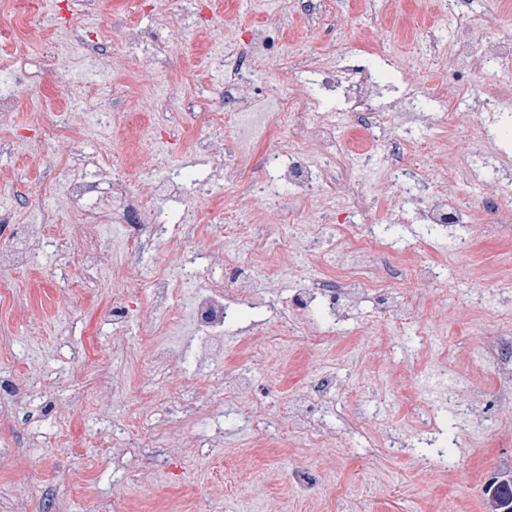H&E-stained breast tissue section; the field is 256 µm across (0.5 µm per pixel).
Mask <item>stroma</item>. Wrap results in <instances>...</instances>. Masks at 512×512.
Instances as JSON below:
<instances>
[{"instance_id":"1","label":"stroma","mask_w":512,"mask_h":512,"mask_svg":"<svg viewBox=\"0 0 512 512\" xmlns=\"http://www.w3.org/2000/svg\"><path fill=\"white\" fill-rule=\"evenodd\" d=\"M54 18L0 19V95L14 106L0 114V252L17 230L35 246L22 266L0 267V383L21 398L0 400V512H492L484 487L512 472V222L481 211L473 223L432 231L413 217L415 202L390 199L392 173L443 188L462 205L498 197L512 207V111L499 113L500 134L486 115L461 103L454 126L423 120L436 102L423 96L395 109L408 85L444 82L449 98L460 84L475 94L512 91V60L483 57L456 78L457 35L449 0H324L315 23L280 0H41ZM438 29L433 60L418 61L421 24ZM280 28L284 56L268 67L292 85L288 109L311 124L328 104L316 88L293 82L287 55L323 62L345 50L364 60L377 86L378 111L414 142L390 170L385 150L351 120L337 118L335 140L365 151L350 177L364 198L307 195L289 187L297 224H319L320 239L281 254L288 278L274 277L224 326V358L195 353L181 330L185 366L155 363V277L178 276L184 224L196 221L193 248L207 256L204 274L224 275L234 252L219 226L226 216L263 224L277 239L278 201H260L228 185L220 159L198 154L196 139H223L207 122L224 109L233 57L217 63L212 45H231L260 25ZM33 73L14 80L16 68ZM67 127L64 138L44 125ZM274 131L252 140L241 163L252 181L266 177V158L285 149ZM483 151L488 168L469 176L462 157ZM168 156L184 188L181 202L147 207L162 232L135 255L114 182L148 195L165 170H143ZM92 187L85 202L68 194L72 179ZM93 232H86V225ZM373 236L360 269L371 287L348 289L335 312L316 302L311 320H335V335L312 346L293 307L308 279L346 280L340 252L349 238ZM105 254L81 259L87 242ZM428 261L440 281L411 275ZM137 271V295L122 293ZM129 308L130 338L115 334L112 307ZM278 331L269 347L268 331ZM248 364L246 411L218 409L224 382ZM332 380L330 392L318 389ZM311 400L315 429L293 431L297 393ZM197 419L184 418L186 408ZM432 410L437 433L416 435V418ZM148 439L129 448L128 438ZM309 468L307 496L294 491L296 469Z\"/></svg>"}]
</instances>
